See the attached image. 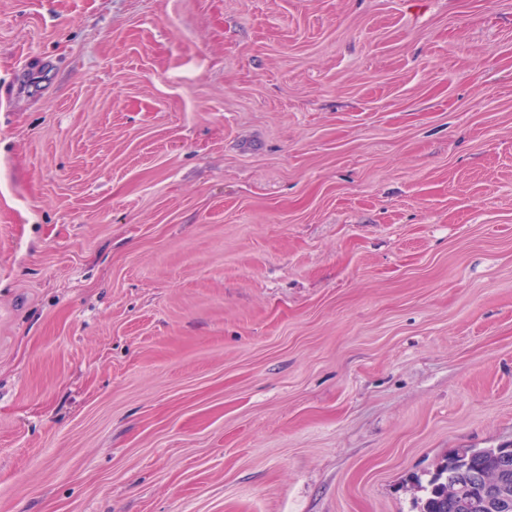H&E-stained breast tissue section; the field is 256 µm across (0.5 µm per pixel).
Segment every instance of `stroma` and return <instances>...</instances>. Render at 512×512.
I'll list each match as a JSON object with an SVG mask.
<instances>
[{"label":"stroma","instance_id":"35a3bbf8","mask_svg":"<svg viewBox=\"0 0 512 512\" xmlns=\"http://www.w3.org/2000/svg\"><path fill=\"white\" fill-rule=\"evenodd\" d=\"M512 445V0H0V512H418Z\"/></svg>","mask_w":512,"mask_h":512}]
</instances>
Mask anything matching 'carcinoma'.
I'll use <instances>...</instances> for the list:
<instances>
[{
	"label": "carcinoma",
	"mask_w": 512,
	"mask_h": 512,
	"mask_svg": "<svg viewBox=\"0 0 512 512\" xmlns=\"http://www.w3.org/2000/svg\"><path fill=\"white\" fill-rule=\"evenodd\" d=\"M460 484L462 497L454 492ZM420 512H512V448H461L448 456Z\"/></svg>",
	"instance_id": "cac0c4a2"
}]
</instances>
